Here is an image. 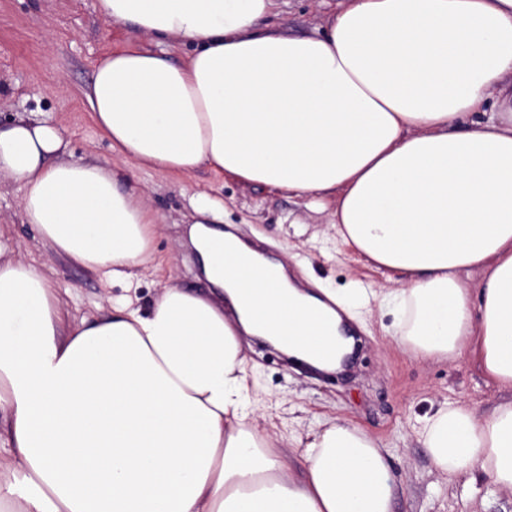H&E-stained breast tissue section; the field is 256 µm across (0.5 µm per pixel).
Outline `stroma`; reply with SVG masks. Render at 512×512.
<instances>
[{
	"label": "stroma",
	"instance_id": "35a3bbf8",
	"mask_svg": "<svg viewBox=\"0 0 512 512\" xmlns=\"http://www.w3.org/2000/svg\"><path fill=\"white\" fill-rule=\"evenodd\" d=\"M332 7V0H278L271 21L289 34L306 35L325 25ZM129 42L150 49L160 45L133 27L106 22L94 0H0V125L34 112L66 130L64 159L109 161L110 147L92 122L83 92L92 83L96 61ZM160 46L177 62L192 52L190 44L173 37ZM135 179L161 218L151 243L156 265L144 270L137 290L141 309L150 308L163 286L205 287L189 240V227L197 218L193 202L201 193L220 203L223 228L259 241L269 256L283 261L296 282L315 279L342 291L387 281V272L364 263L336 240L321 197L245 184L232 176L217 178L204 169L183 176L139 172ZM19 199L17 185L1 177L0 225L8 226L18 252L48 268L73 316L102 318L112 299L123 295V287H102L92 272L44 245L26 223ZM393 320L390 309H374L356 336L358 353L341 375H321L287 362L276 349L252 340L247 354L265 391L261 409L269 428L284 437L281 447L292 472L301 474L304 459L293 448L291 435L342 420L388 449L395 512H512V493L471 500L462 479L440 478L413 431L442 398L463 400L484 414L511 400L512 389L497 386L467 353L450 363L416 360L387 336Z\"/></svg>",
	"mask_w": 512,
	"mask_h": 512
}]
</instances>
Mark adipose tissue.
Returning a JSON list of instances; mask_svg holds the SVG:
<instances>
[{
  "mask_svg": "<svg viewBox=\"0 0 512 512\" xmlns=\"http://www.w3.org/2000/svg\"><path fill=\"white\" fill-rule=\"evenodd\" d=\"M275 0H96L108 23L194 50L108 53L85 94L116 164L59 160L63 128H0V176L27 223L103 284L138 285L157 218L136 172L228 174L331 197L330 224L365 262L400 274L371 295L420 359L471 351L512 388V0H339L323 31L287 36ZM213 301L167 287L147 312L114 302L73 323L34 261L0 231V512H393L387 451L336 422L294 478L262 427L237 336L321 370L351 341L357 297L225 278L238 237L196 223ZM479 292L478 309L470 294ZM331 323L318 356L314 323ZM416 433L433 468L512 492V400L480 415L444 400Z\"/></svg>",
  "mask_w": 512,
  "mask_h": 512,
  "instance_id": "obj_1",
  "label": "adipose tissue"
}]
</instances>
